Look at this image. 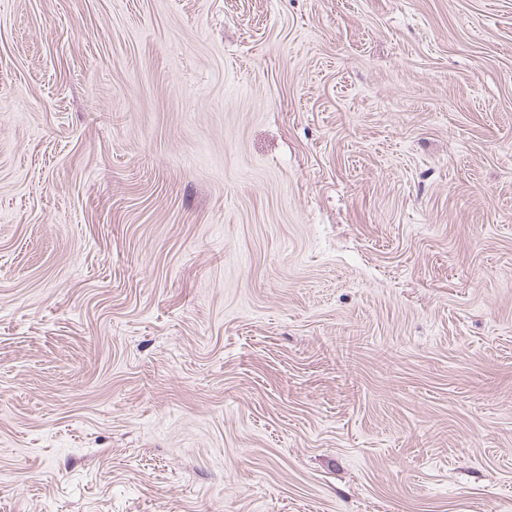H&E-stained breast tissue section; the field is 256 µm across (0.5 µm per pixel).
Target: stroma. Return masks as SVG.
I'll use <instances>...</instances> for the list:
<instances>
[{
	"mask_svg": "<svg viewBox=\"0 0 512 512\" xmlns=\"http://www.w3.org/2000/svg\"><path fill=\"white\" fill-rule=\"evenodd\" d=\"M0 512H512V0H0Z\"/></svg>",
	"mask_w": 512,
	"mask_h": 512,
	"instance_id": "35a3bbf8",
	"label": "stroma"
}]
</instances>
